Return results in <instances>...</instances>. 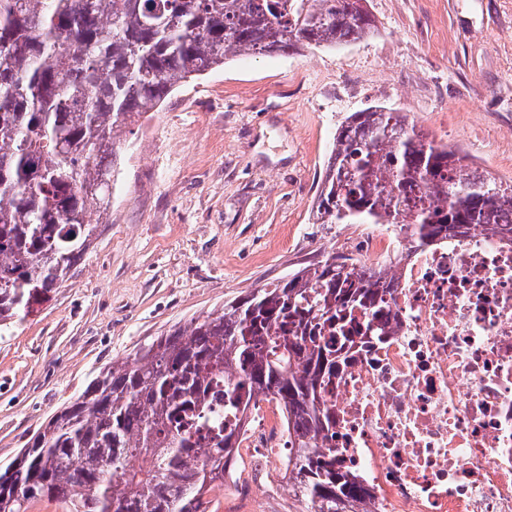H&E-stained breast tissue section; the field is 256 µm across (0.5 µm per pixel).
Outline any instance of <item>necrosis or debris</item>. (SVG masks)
Returning a JSON list of instances; mask_svg holds the SVG:
<instances>
[{
    "label": "necrosis or debris",
    "instance_id": "necrosis-or-debris-1",
    "mask_svg": "<svg viewBox=\"0 0 512 512\" xmlns=\"http://www.w3.org/2000/svg\"><path fill=\"white\" fill-rule=\"evenodd\" d=\"M363 261L394 264L381 333L345 346L322 388L319 441L363 480L369 512H512V242L476 225L445 245L375 231ZM240 459L288 466V419L267 400L238 423Z\"/></svg>",
    "mask_w": 512,
    "mask_h": 512
}]
</instances>
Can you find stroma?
<instances>
[{"label":"stroma","mask_w":512,"mask_h":512,"mask_svg":"<svg viewBox=\"0 0 512 512\" xmlns=\"http://www.w3.org/2000/svg\"><path fill=\"white\" fill-rule=\"evenodd\" d=\"M372 34L238 56L126 129L112 211L70 277L0 327V465L100 370L253 289L362 246L320 224L337 128L384 106L512 183V0H363ZM287 479L213 512H303Z\"/></svg>","instance_id":"35a3bbf8"}]
</instances>
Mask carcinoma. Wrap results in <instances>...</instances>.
Here are the masks:
<instances>
[{
	"mask_svg": "<svg viewBox=\"0 0 512 512\" xmlns=\"http://www.w3.org/2000/svg\"><path fill=\"white\" fill-rule=\"evenodd\" d=\"M374 31L361 0H0V325L49 300L112 208L121 133L233 55L324 50ZM418 197L411 209L406 201ZM512 184L471 170L408 116L370 107L337 129L316 218L394 224L423 244L474 224L512 240ZM330 257L196 318L112 364L0 467V512L41 497L70 512H210L236 440L196 447L208 390L234 410L271 397L291 426L288 482L306 512H367L357 477L317 445L332 426L322 385L336 342L380 312L393 281ZM143 459L144 465L134 461Z\"/></svg>",
	"mask_w": 512,
	"mask_h": 512,
	"instance_id": "1",
	"label": "carcinoma"
}]
</instances>
